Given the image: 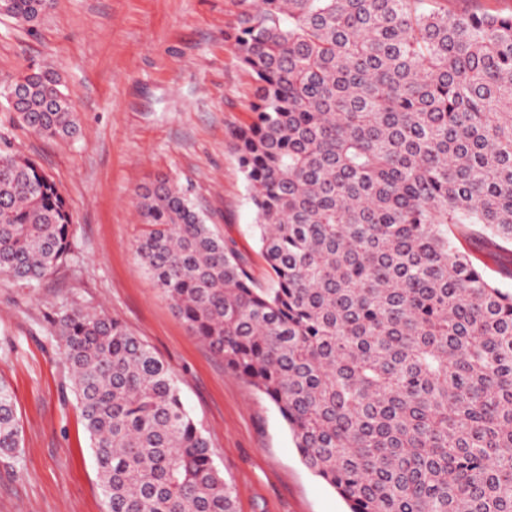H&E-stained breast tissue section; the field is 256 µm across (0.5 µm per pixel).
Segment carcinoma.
Instances as JSON below:
<instances>
[{
    "mask_svg": "<svg viewBox=\"0 0 512 512\" xmlns=\"http://www.w3.org/2000/svg\"><path fill=\"white\" fill-rule=\"evenodd\" d=\"M445 0H237L224 30L251 74L232 132L268 272L260 286L166 177L134 253L192 335L277 407L350 512H512V293L457 248L512 247V13ZM30 27L41 0H11ZM17 121L78 135L50 67ZM74 220L32 160L0 149V275L73 254ZM110 512H236L172 369L121 321L53 319ZM21 447L0 383V454Z\"/></svg>",
    "mask_w": 512,
    "mask_h": 512,
    "instance_id": "obj_1",
    "label": "carcinoma"
}]
</instances>
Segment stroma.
Instances as JSON below:
<instances>
[{
    "mask_svg": "<svg viewBox=\"0 0 512 512\" xmlns=\"http://www.w3.org/2000/svg\"><path fill=\"white\" fill-rule=\"evenodd\" d=\"M237 12L236 0H54L32 28L0 15V83L51 66L80 123L77 138L47 139L0 106V146L38 163L75 222L67 266L34 284L0 276V381L21 427L19 450L0 454V512H107L52 325L70 307L120 320L175 371L237 512H348L304 465L276 406L191 335L133 252L136 194L167 177L268 281L229 145L254 92L224 41Z\"/></svg>",
    "mask_w": 512,
    "mask_h": 512,
    "instance_id": "1",
    "label": "stroma"
}]
</instances>
